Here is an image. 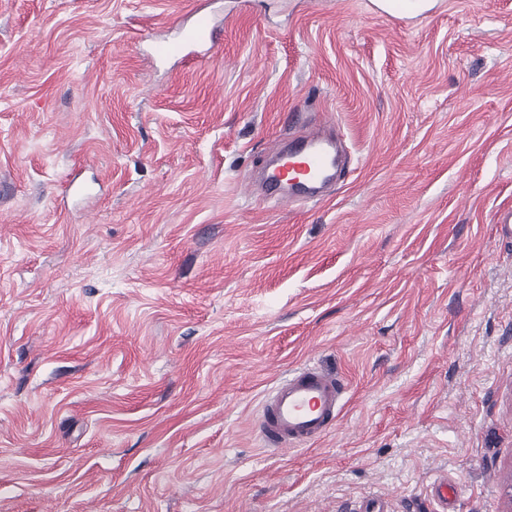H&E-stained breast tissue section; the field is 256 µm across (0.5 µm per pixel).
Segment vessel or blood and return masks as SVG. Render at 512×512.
Here are the masks:
<instances>
[{
	"mask_svg": "<svg viewBox=\"0 0 512 512\" xmlns=\"http://www.w3.org/2000/svg\"><path fill=\"white\" fill-rule=\"evenodd\" d=\"M224 27L215 16L194 9L190 25L173 39L155 41L159 59H202L222 39ZM336 132L315 129L292 141L260 192L263 201L288 206L321 201L336 183ZM344 382L315 366L304 367L279 381L262 408L266 445L300 444L319 437L343 408Z\"/></svg>",
	"mask_w": 512,
	"mask_h": 512,
	"instance_id": "1",
	"label": "vessel or blood"
}]
</instances>
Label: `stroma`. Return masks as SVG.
<instances>
[{
	"label": "stroma",
	"mask_w": 512,
	"mask_h": 512,
	"mask_svg": "<svg viewBox=\"0 0 512 512\" xmlns=\"http://www.w3.org/2000/svg\"><path fill=\"white\" fill-rule=\"evenodd\" d=\"M205 2L0 0V512H512V0H244L154 60ZM317 120L334 195L260 205ZM306 364L345 405L267 450ZM178 30L179 35L176 38L154 42L152 51L156 58L203 59L224 36V26L215 16L198 8L192 11L190 25L182 26Z\"/></svg>",
	"instance_id": "1"
}]
</instances>
